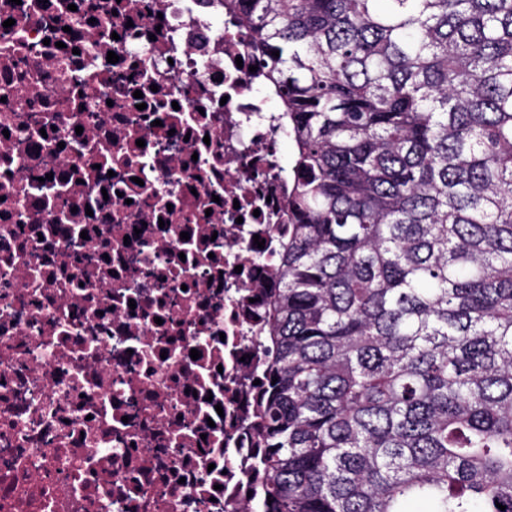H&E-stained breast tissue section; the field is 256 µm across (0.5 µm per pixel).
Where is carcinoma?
Wrapping results in <instances>:
<instances>
[{"label": "carcinoma", "mask_w": 512, "mask_h": 512, "mask_svg": "<svg viewBox=\"0 0 512 512\" xmlns=\"http://www.w3.org/2000/svg\"><path fill=\"white\" fill-rule=\"evenodd\" d=\"M221 2L294 147L263 512H512V0Z\"/></svg>", "instance_id": "cac0c4a2"}]
</instances>
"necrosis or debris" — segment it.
Wrapping results in <instances>:
<instances>
[{"label": "necrosis or debris", "mask_w": 512, "mask_h": 512, "mask_svg": "<svg viewBox=\"0 0 512 512\" xmlns=\"http://www.w3.org/2000/svg\"><path fill=\"white\" fill-rule=\"evenodd\" d=\"M244 41L219 0H0V512L255 505L289 171Z\"/></svg>", "instance_id": "4bbe7bcc"}]
</instances>
